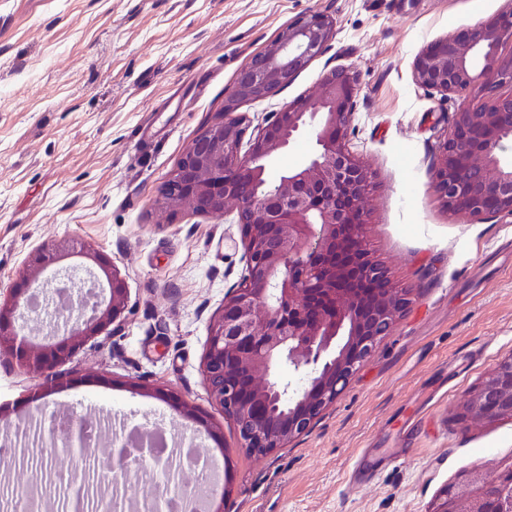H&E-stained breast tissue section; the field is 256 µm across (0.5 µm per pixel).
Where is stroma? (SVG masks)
I'll use <instances>...</instances> for the list:
<instances>
[{"label": "stroma", "instance_id": "stroma-1", "mask_svg": "<svg viewBox=\"0 0 512 512\" xmlns=\"http://www.w3.org/2000/svg\"><path fill=\"white\" fill-rule=\"evenodd\" d=\"M512 0H0V294L61 239L107 255L127 288L119 330L38 374L0 358V408L46 389L57 409L192 436L177 393L230 462L224 512H432L474 468L512 470V419L472 423L469 393L512 354V217L448 211L432 168L463 97L424 91L429 44ZM335 38L285 87L238 110L251 126L342 67L358 93L350 149L372 173L365 244L413 300L307 433L249 454L203 376L209 326L245 273L239 225L173 210L161 188L236 78L300 15Z\"/></svg>", "mask_w": 512, "mask_h": 512}]
</instances>
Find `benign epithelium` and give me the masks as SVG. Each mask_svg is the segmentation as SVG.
<instances>
[{"mask_svg":"<svg viewBox=\"0 0 512 512\" xmlns=\"http://www.w3.org/2000/svg\"><path fill=\"white\" fill-rule=\"evenodd\" d=\"M333 37L332 21L319 13L289 24L239 73L224 112L187 147L161 191L168 208L197 214L228 209L241 226L247 274L211 324L203 373L211 398L249 453L282 448L306 431L411 303L410 291L395 287L364 245L372 175L346 146L357 96L350 70H330L315 98L286 104L244 140L246 118L237 113L239 102L265 98L287 85ZM506 43L512 44V11L427 46L415 61L414 79L444 95L512 85V56L497 55ZM479 55L486 64L477 71ZM308 126L318 150L306 166L270 181L268 159L289 149ZM453 127L433 169L435 192L449 209L471 218L512 216V163L500 159L505 143L512 142V94L463 107ZM70 254V242L62 240L30 257L22 282L0 302V357L48 374L120 321L127 288L110 259L88 254V264L58 267ZM50 270L66 276L72 291L81 285L79 274L88 273L98 291L89 305L75 295L69 312L50 317L52 341L36 343L19 328L29 310V292L51 287L45 278ZM353 281L372 284L374 291L363 294L350 287ZM280 366L292 371L293 380L275 374ZM165 397L176 414L204 425L177 395ZM464 417L471 422L512 418V354L498 360L469 395ZM49 437L54 447L62 442L77 449L80 459L91 453L79 418L63 438L54 430ZM129 469L120 447L105 463L102 480L126 476ZM165 492L189 503L203 494L204 512H222L213 507L209 488L167 484ZM432 512H512V472L489 479L475 469L445 489Z\"/></svg>","mask_w":512,"mask_h":512,"instance_id":"benign-epithelium-1","label":"benign epithelium"}]
</instances>
